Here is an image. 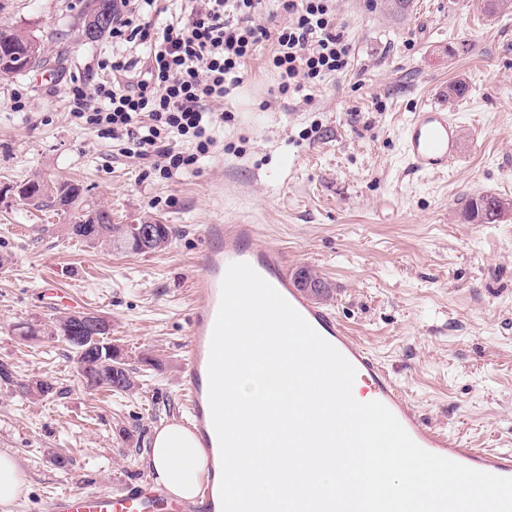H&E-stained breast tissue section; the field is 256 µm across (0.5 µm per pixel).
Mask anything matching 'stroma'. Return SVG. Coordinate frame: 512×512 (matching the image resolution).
<instances>
[{"label": "stroma", "mask_w": 512, "mask_h": 512, "mask_svg": "<svg viewBox=\"0 0 512 512\" xmlns=\"http://www.w3.org/2000/svg\"><path fill=\"white\" fill-rule=\"evenodd\" d=\"M90 2L0 0V26L46 48L41 67L0 76V363L13 371L12 384L0 383V452L29 478L14 512H38L54 490H112L147 474L154 434L185 412L191 262L207 224L258 225L291 270L328 283L327 306L427 423L476 448L512 450V213L495 224L462 217L476 195L512 200V11L412 0L397 13L390 0H335L348 68L316 81L309 100L280 98L263 42L217 106L224 122L210 153L164 179L71 120V87L90 92L112 78L111 37L82 36ZM458 79L465 94L447 99ZM443 102L457 110L460 158L424 176L404 157V129L414 107ZM36 176L80 181L83 204L109 207L113 223L148 216L177 233L140 255L71 239L69 214L15 199L14 187ZM47 276L111 320L138 382L131 394L90 389L65 343L18 335L19 324L69 310L44 298ZM32 379L56 394L22 397ZM52 448L68 468L52 463Z\"/></svg>", "instance_id": "stroma-1"}]
</instances>
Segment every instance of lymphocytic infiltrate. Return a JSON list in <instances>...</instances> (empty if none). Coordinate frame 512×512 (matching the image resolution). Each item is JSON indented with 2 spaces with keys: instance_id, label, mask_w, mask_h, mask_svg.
Here are the masks:
<instances>
[{
  "instance_id": "f902f5d3",
  "label": "lymphocytic infiltrate",
  "mask_w": 512,
  "mask_h": 512,
  "mask_svg": "<svg viewBox=\"0 0 512 512\" xmlns=\"http://www.w3.org/2000/svg\"><path fill=\"white\" fill-rule=\"evenodd\" d=\"M280 8L289 21L274 31L257 21L262 0H199L188 17L156 32L135 15L116 17L113 44L141 41L147 55L140 61L113 54V82L90 93L73 87L72 117L123 142L126 156L150 161L162 178L192 170L224 119L215 104L244 82L245 64L263 41L275 42L272 64L283 97L302 96L315 79L348 66L351 47L333 0H280ZM179 142L193 144V152L176 150Z\"/></svg>"
}]
</instances>
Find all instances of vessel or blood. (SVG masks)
I'll return each instance as SVG.
<instances>
[{"label": "vessel or blood", "instance_id": "obj_1", "mask_svg": "<svg viewBox=\"0 0 512 512\" xmlns=\"http://www.w3.org/2000/svg\"><path fill=\"white\" fill-rule=\"evenodd\" d=\"M459 123L448 107L415 109L404 132V155L418 173L447 172L457 159ZM203 248L192 260L191 310L183 349L179 391L185 402V425L197 437L199 455L213 465L220 448L209 404L208 363L211 338L221 301V284L229 264L245 262L268 281L311 326L356 369L354 396L370 395L385 404L410 437L423 449L467 467L512 478V451L472 448L438 430L417 414L400 386L381 363L351 336L336 312L318 306L300 291L282 249L264 244L254 224H208ZM170 497L147 477L124 481L115 491L72 488L45 498L40 512H162ZM179 512H222L215 477L206 474L198 495L178 502Z\"/></svg>", "mask_w": 512, "mask_h": 512}]
</instances>
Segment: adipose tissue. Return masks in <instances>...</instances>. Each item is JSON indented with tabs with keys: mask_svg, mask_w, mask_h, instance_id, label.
Segmentation results:
<instances>
[{
	"mask_svg": "<svg viewBox=\"0 0 512 512\" xmlns=\"http://www.w3.org/2000/svg\"><path fill=\"white\" fill-rule=\"evenodd\" d=\"M196 440L183 426L170 424L158 430L144 461L157 481L174 497L194 498L203 470L193 458Z\"/></svg>",
	"mask_w": 512,
	"mask_h": 512,
	"instance_id": "1",
	"label": "adipose tissue"
}]
</instances>
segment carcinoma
Here are the masks:
<instances>
[{
    "instance_id": "carcinoma-1",
    "label": "carcinoma",
    "mask_w": 512,
    "mask_h": 512,
    "mask_svg": "<svg viewBox=\"0 0 512 512\" xmlns=\"http://www.w3.org/2000/svg\"><path fill=\"white\" fill-rule=\"evenodd\" d=\"M120 8L118 0H92L90 11L83 21L82 34L93 42L102 38L112 28L114 18ZM37 45L43 49L40 42L29 35L8 26H0V61L5 59L14 63L10 68L12 74L26 71V65L34 64L37 58L30 53V46ZM83 185L73 180L60 184L58 191L49 194L36 190L26 200V204L39 208H53L57 211H67L82 199ZM97 211L99 223L83 224L80 217H75V223L65 225V232L90 244L104 243L113 249H122L132 254H145L165 249L173 238V228L168 224L154 225V237L150 240L140 235L138 224H114L110 218V210L103 207H88L86 211ZM512 211V201L492 195H477L471 198L466 206L464 218L478 224H493L507 212ZM75 327L73 319L57 316L50 321L46 328L28 326L21 332L24 337H36L44 333L52 339H62L68 347L75 349L78 362L83 364L86 384L94 389H106L114 395L132 392L137 386L136 377L129 368L124 355L111 343L103 338L86 337L79 343L71 339ZM24 396L39 399L54 394V386L44 380L35 379L19 386Z\"/></svg>"
}]
</instances>
